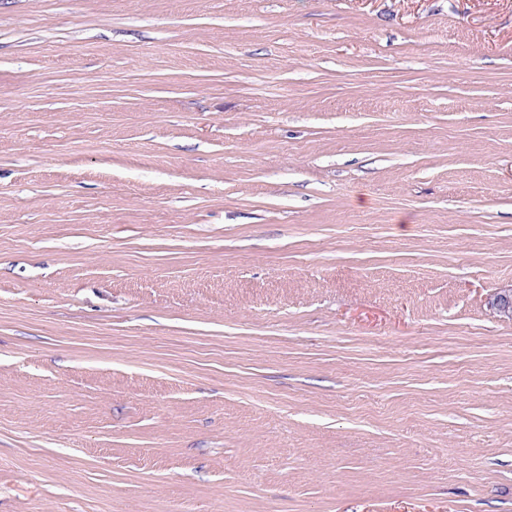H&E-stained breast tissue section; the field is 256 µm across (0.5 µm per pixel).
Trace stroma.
<instances>
[{
  "label": "stroma",
  "mask_w": 512,
  "mask_h": 512,
  "mask_svg": "<svg viewBox=\"0 0 512 512\" xmlns=\"http://www.w3.org/2000/svg\"><path fill=\"white\" fill-rule=\"evenodd\" d=\"M512 0H0V512H512Z\"/></svg>",
  "instance_id": "35a3bbf8"
}]
</instances>
